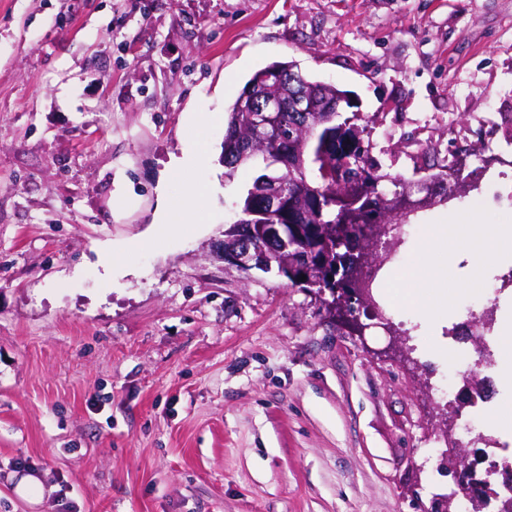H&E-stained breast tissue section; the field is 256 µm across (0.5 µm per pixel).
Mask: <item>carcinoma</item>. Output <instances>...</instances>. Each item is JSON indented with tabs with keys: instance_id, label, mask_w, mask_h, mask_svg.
I'll list each match as a JSON object with an SVG mask.
<instances>
[{
	"instance_id": "carcinoma-1",
	"label": "carcinoma",
	"mask_w": 512,
	"mask_h": 512,
	"mask_svg": "<svg viewBox=\"0 0 512 512\" xmlns=\"http://www.w3.org/2000/svg\"><path fill=\"white\" fill-rule=\"evenodd\" d=\"M265 74L286 76L278 85L286 101L308 85L318 88L330 112L304 115L286 110L281 115L280 141L262 142L261 130L252 125L245 105L234 102L227 116L222 161L233 170L250 165L260 170L238 203L241 217L237 223L288 225V238L296 242V247H288L279 258L291 257L297 247L310 252L312 265L297 268L295 275L317 279L325 260V242L335 240L336 232L348 235L360 224L392 223L389 198L381 184L384 175L379 173L381 165L371 155L372 145L365 141L366 126L357 127L338 112L345 102V92L333 84L306 79L288 62L270 64L258 70L252 80ZM246 139L258 142V147L255 153L244 156L238 144ZM283 151L288 153V163L282 165L277 176L288 186V200L279 214L265 216L259 209L263 191L260 179L266 176L269 158ZM344 158L351 161V171L363 180L361 196H348L345 184L336 179L339 162Z\"/></svg>"
}]
</instances>
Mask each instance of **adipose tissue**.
Segmentation results:
<instances>
[{
	"instance_id": "ef3b65f1",
	"label": "adipose tissue",
	"mask_w": 512,
	"mask_h": 512,
	"mask_svg": "<svg viewBox=\"0 0 512 512\" xmlns=\"http://www.w3.org/2000/svg\"><path fill=\"white\" fill-rule=\"evenodd\" d=\"M503 247L499 228L488 224H472L468 236H461L457 225L432 224L426 227L420 241V255L406 273L408 283L436 288L448 279V269L439 253L466 250L471 257L473 274H481Z\"/></svg>"
}]
</instances>
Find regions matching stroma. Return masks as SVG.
<instances>
[{"label": "stroma", "instance_id": "1", "mask_svg": "<svg viewBox=\"0 0 512 512\" xmlns=\"http://www.w3.org/2000/svg\"><path fill=\"white\" fill-rule=\"evenodd\" d=\"M294 63L370 122L406 183L462 156L455 211L512 233V0H0V512H419L450 494L449 438L484 470L503 440L448 431V327L247 273L214 245L251 169L220 161L252 75ZM203 168L176 172L186 142ZM207 217L181 224L188 182ZM179 228L157 232L159 211ZM124 254L107 279L103 252ZM482 277L492 410H512V248ZM39 478L40 502L15 492ZM327 290L331 293L333 298L332 301L328 303L330 310L333 311L334 315H336L345 325L361 334L363 327L349 312L345 296L343 294L339 296V290H331L330 288Z\"/></svg>", "mask_w": 512, "mask_h": 512}]
</instances>
